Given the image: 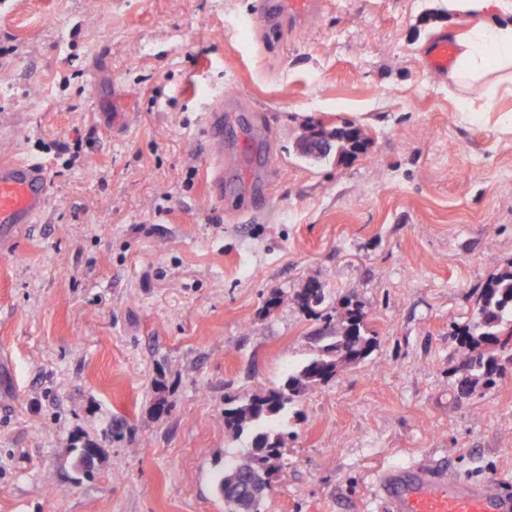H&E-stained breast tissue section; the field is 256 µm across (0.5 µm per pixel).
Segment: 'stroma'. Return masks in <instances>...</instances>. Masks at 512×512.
<instances>
[{"mask_svg": "<svg viewBox=\"0 0 512 512\" xmlns=\"http://www.w3.org/2000/svg\"><path fill=\"white\" fill-rule=\"evenodd\" d=\"M255 2L0 0V162L51 179L0 253V512H225L214 476L251 448L227 437L229 399L282 386L349 302L377 345L289 405L288 479L263 512H375L376 474L427 457L512 478V359L461 394L455 336L512 270V136L462 119L420 53L468 20L330 0L272 35L237 27ZM219 91L252 108L271 158L248 214L203 175ZM345 125L360 150L301 156L310 129ZM312 278L315 316L295 301Z\"/></svg>", "mask_w": 512, "mask_h": 512, "instance_id": "1", "label": "stroma"}]
</instances>
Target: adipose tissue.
<instances>
[{
    "mask_svg": "<svg viewBox=\"0 0 512 512\" xmlns=\"http://www.w3.org/2000/svg\"><path fill=\"white\" fill-rule=\"evenodd\" d=\"M448 14L465 18L469 28L449 32L456 61L448 87L459 97L483 89L512 95V0H446Z\"/></svg>",
    "mask_w": 512,
    "mask_h": 512,
    "instance_id": "ef3b65f1",
    "label": "adipose tissue"
}]
</instances>
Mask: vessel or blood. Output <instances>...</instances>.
I'll list each match as a JSON object with an SVG mask.
<instances>
[{"instance_id": "b4317fda", "label": "vessel or blood", "mask_w": 512, "mask_h": 512, "mask_svg": "<svg viewBox=\"0 0 512 512\" xmlns=\"http://www.w3.org/2000/svg\"><path fill=\"white\" fill-rule=\"evenodd\" d=\"M323 0H257L252 23L277 31L318 12ZM454 48L446 36L433 38L425 51V67L446 77ZM246 107L235 101L207 104L203 135L210 145L204 177L217 201L241 208L257 207L261 184L244 180L245 167H259L264 153L250 134ZM50 179L39 163L0 164V249L13 248L24 225L36 223L49 194ZM383 512H512V480L475 481L448 475L429 463L384 471L375 485Z\"/></svg>"}]
</instances>
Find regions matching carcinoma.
Masks as SVG:
<instances>
[{"label":"carcinoma","instance_id":"obj_1","mask_svg":"<svg viewBox=\"0 0 512 512\" xmlns=\"http://www.w3.org/2000/svg\"><path fill=\"white\" fill-rule=\"evenodd\" d=\"M330 137L336 140L340 153H350L362 146L359 132L353 128H338ZM323 301L324 292L314 279L308 280L296 296L298 305L313 315ZM365 317L360 306L348 304L336 318H325V326L316 336L322 342L317 356L289 374L283 386L254 391L233 400L224 409V424L230 439H238L248 429L255 430L251 451L224 466L214 477L215 489L224 500L227 512H261L272 473H277L281 481H288V471L277 455L282 435L262 424L277 418L287 404L306 390L371 353L377 338L368 329ZM457 336L464 372L460 391L467 393L493 374L498 353L512 349L511 271L486 282L477 300V319L460 328Z\"/></svg>","mask_w":512,"mask_h":512}]
</instances>
